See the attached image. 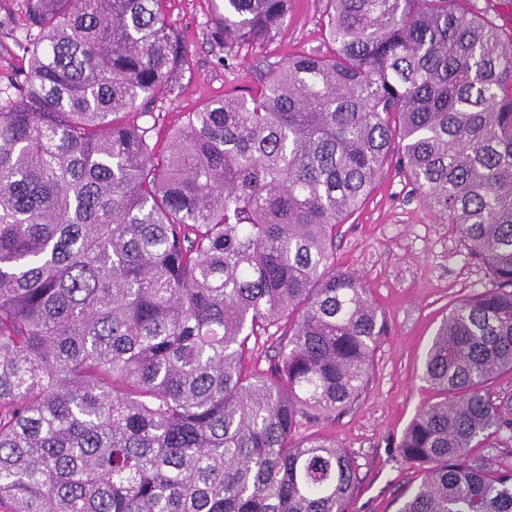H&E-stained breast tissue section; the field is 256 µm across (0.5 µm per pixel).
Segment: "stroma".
Masks as SVG:
<instances>
[{
  "mask_svg": "<svg viewBox=\"0 0 512 512\" xmlns=\"http://www.w3.org/2000/svg\"><path fill=\"white\" fill-rule=\"evenodd\" d=\"M212 7V0H167L168 16L189 47L191 64L179 90L159 94L154 105L159 148H166L171 129L185 113L225 93L255 88L259 58L275 63L292 51L328 48L322 0H295L275 43L232 56L210 34ZM20 8L21 0H0V84L27 67L12 38ZM334 256L337 269L362 279L388 331L374 353L360 401L308 429L331 436L355 457L359 485L350 512H397L421 480L397 444L418 410L436 400L421 378L428 347L453 305L491 282L484 265L468 254L456 226L436 214L394 163L341 225Z\"/></svg>",
  "mask_w": 512,
  "mask_h": 512,
  "instance_id": "obj_1",
  "label": "stroma"
}]
</instances>
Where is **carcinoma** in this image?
Listing matches in <instances>:
<instances>
[{
    "mask_svg": "<svg viewBox=\"0 0 512 512\" xmlns=\"http://www.w3.org/2000/svg\"><path fill=\"white\" fill-rule=\"evenodd\" d=\"M166 0H23L0 86V507L349 512L358 465L305 425L359 400L386 323L333 250L393 150L487 268L434 334L440 400L398 443V512H512V35L475 0H326L331 48L185 115ZM224 51L293 0H220ZM274 352L269 367L253 352ZM488 390L493 398L509 402L511 410H508L507 417L512 419V372L505 371L499 374L491 381Z\"/></svg>",
    "mask_w": 512,
    "mask_h": 512,
    "instance_id": "carcinoma-1",
    "label": "carcinoma"
}]
</instances>
